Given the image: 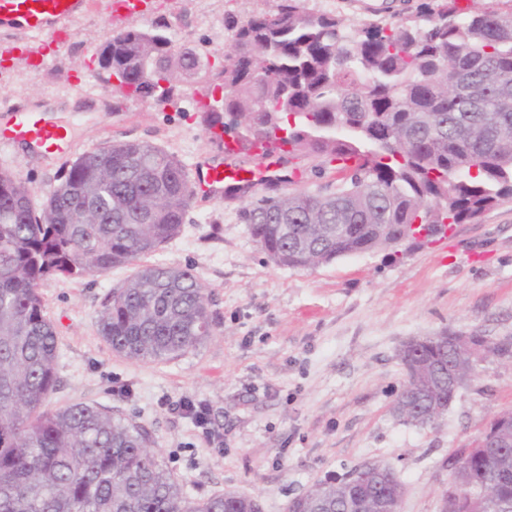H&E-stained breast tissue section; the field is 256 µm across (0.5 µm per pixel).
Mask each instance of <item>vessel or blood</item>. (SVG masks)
Listing matches in <instances>:
<instances>
[{"label": "vessel or blood", "mask_w": 512, "mask_h": 512, "mask_svg": "<svg viewBox=\"0 0 512 512\" xmlns=\"http://www.w3.org/2000/svg\"><path fill=\"white\" fill-rule=\"evenodd\" d=\"M88 8L89 0H0V31L57 41L67 32L69 22ZM147 11L148 0H112L107 23L117 27ZM13 118V123L0 131L1 146L22 144L44 154L71 153L74 141L66 128L34 111L18 110ZM206 135L215 159L196 168L191 181L194 197L216 201L224 197L228 187L250 191L280 179L284 156L275 142L245 147L225 140L217 127L207 129Z\"/></svg>", "instance_id": "vessel-or-blood-1"}]
</instances>
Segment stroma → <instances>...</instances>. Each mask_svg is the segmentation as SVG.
<instances>
[{"instance_id":"35a3bbf8","label":"stroma","mask_w":512,"mask_h":512,"mask_svg":"<svg viewBox=\"0 0 512 512\" xmlns=\"http://www.w3.org/2000/svg\"><path fill=\"white\" fill-rule=\"evenodd\" d=\"M421 0H309L346 24L397 22ZM109 0L69 25L72 38L49 62L41 43L0 32V124L27 106L71 128L73 154L44 156L0 146V170L42 203L74 156L112 141L161 146L191 168L209 148L192 86L173 100L124 97L95 78L94 51L108 37ZM277 0H156L136 26L164 19L173 39L219 56L231 43L226 16L246 20ZM243 199L192 204L177 237L152 262L191 268L209 296L214 334L171 359L135 362L100 335L97 316L134 266L100 277H55L41 293L59 343L50 408L106 407L145 430L160 462L194 497L228 491L263 512L330 475L365 463L391 468L404 485L401 512H439L448 457L472 444L498 412L512 409V360H488L435 424L394 411L407 380V341L441 331L512 340V202L457 224L445 238L388 257L374 251L298 271L257 247ZM205 410L200 429L182 402Z\"/></svg>"}]
</instances>
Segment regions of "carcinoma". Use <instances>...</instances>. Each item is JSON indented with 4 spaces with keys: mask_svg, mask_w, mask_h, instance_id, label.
I'll return each mask as SVG.
<instances>
[{
    "mask_svg": "<svg viewBox=\"0 0 512 512\" xmlns=\"http://www.w3.org/2000/svg\"><path fill=\"white\" fill-rule=\"evenodd\" d=\"M306 0H280L233 30L227 63L190 71L167 21L113 30L97 49L99 77L123 96L167 102L180 84L224 89L202 104L206 127L250 145L277 137L286 156L324 159L336 185L246 204L242 221L274 264L310 270L338 258L445 237L512 201V15L459 13L421 4L397 23L348 27ZM476 174H471V169ZM192 204L183 165L159 146L114 142L69 165L35 207L30 190L0 171V512H258L241 496L192 498L149 448L140 427L86 403L50 410L58 336L40 291L56 276L99 277L139 265L112 289L98 330L112 351L136 361L174 359L213 335L208 294L188 268L142 259L177 236ZM425 235L414 237L412 225ZM512 356V342L477 336L451 346L445 331L400 350L407 382L395 413L424 426L448 405V372L469 380L475 347ZM499 451L459 448L450 459L469 483L501 484L480 512L512 503V410L502 411ZM349 471L294 499L287 512L332 510L347 496L379 512L401 501L386 468Z\"/></svg>",
    "mask_w": 512,
    "mask_h": 512,
    "instance_id": "obj_1",
    "label": "carcinoma"
}]
</instances>
